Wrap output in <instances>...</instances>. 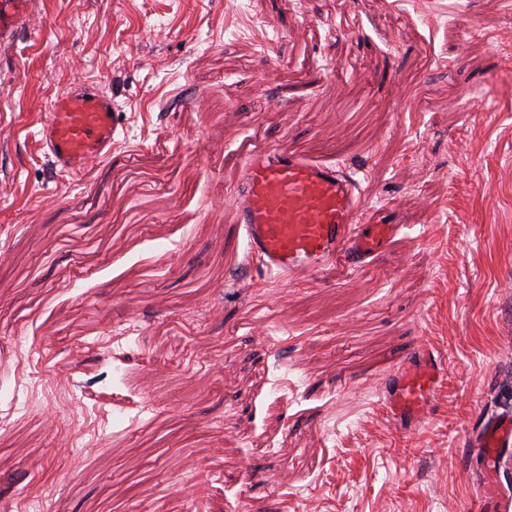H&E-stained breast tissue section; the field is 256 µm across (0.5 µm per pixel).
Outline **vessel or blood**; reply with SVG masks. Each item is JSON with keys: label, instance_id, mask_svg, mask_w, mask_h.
<instances>
[{"label": "vessel or blood", "instance_id": "1", "mask_svg": "<svg viewBox=\"0 0 512 512\" xmlns=\"http://www.w3.org/2000/svg\"><path fill=\"white\" fill-rule=\"evenodd\" d=\"M120 118L111 97L83 85L64 91L40 130L55 170L78 173L109 155ZM235 203L249 263L284 279L322 272L336 258L364 268L392 239L396 224L359 221L362 197L343 166L280 147L252 153L245 162ZM442 361L424 350L386 379L382 400L401 429L416 428L429 412L441 382ZM512 446V416L484 425L471 447L488 469Z\"/></svg>", "mask_w": 512, "mask_h": 512}]
</instances>
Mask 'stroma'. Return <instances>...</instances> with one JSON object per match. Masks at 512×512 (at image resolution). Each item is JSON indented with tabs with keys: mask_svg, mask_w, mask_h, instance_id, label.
<instances>
[{
	"mask_svg": "<svg viewBox=\"0 0 512 512\" xmlns=\"http://www.w3.org/2000/svg\"><path fill=\"white\" fill-rule=\"evenodd\" d=\"M94 83L123 126L55 171ZM285 146L400 225L355 271L247 264L234 193ZM422 424L380 397L420 347ZM512 411V0H28L0 40V512H481ZM119 126L112 98L82 85L56 97L39 134L54 169L78 173L90 160L109 155ZM472 452L480 456L487 465L488 471H493L502 448L512 446V416L510 413L484 425L472 440Z\"/></svg>",
	"mask_w": 512,
	"mask_h": 512,
	"instance_id": "obj_1",
	"label": "stroma"
}]
</instances>
